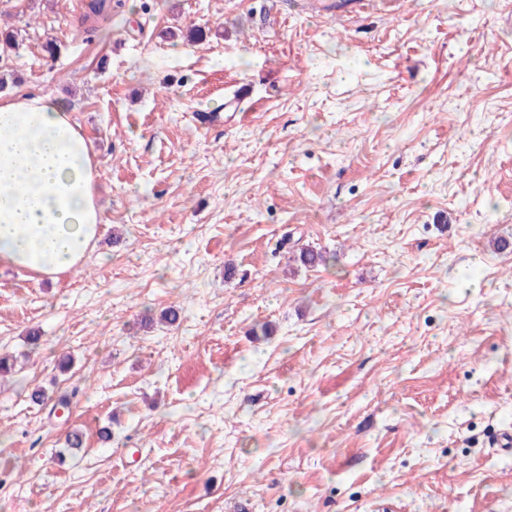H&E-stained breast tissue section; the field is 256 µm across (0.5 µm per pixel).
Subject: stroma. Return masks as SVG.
Instances as JSON below:
<instances>
[{
	"mask_svg": "<svg viewBox=\"0 0 512 512\" xmlns=\"http://www.w3.org/2000/svg\"><path fill=\"white\" fill-rule=\"evenodd\" d=\"M89 2L0 0L102 211L0 266V512H512V0Z\"/></svg>",
	"mask_w": 512,
	"mask_h": 512,
	"instance_id": "35a3bbf8",
	"label": "stroma"
}]
</instances>
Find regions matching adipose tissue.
Wrapping results in <instances>:
<instances>
[{
    "mask_svg": "<svg viewBox=\"0 0 512 512\" xmlns=\"http://www.w3.org/2000/svg\"><path fill=\"white\" fill-rule=\"evenodd\" d=\"M91 143L52 94H0V265L53 277L78 267L101 209Z\"/></svg>",
    "mask_w": 512,
    "mask_h": 512,
    "instance_id": "adipose-tissue-1",
    "label": "adipose tissue"
}]
</instances>
